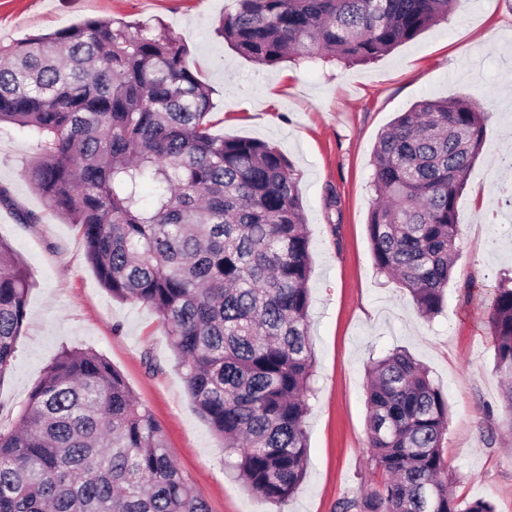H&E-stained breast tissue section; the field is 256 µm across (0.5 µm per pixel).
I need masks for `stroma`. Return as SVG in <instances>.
<instances>
[{"label":"stroma","mask_w":512,"mask_h":512,"mask_svg":"<svg viewBox=\"0 0 512 512\" xmlns=\"http://www.w3.org/2000/svg\"><path fill=\"white\" fill-rule=\"evenodd\" d=\"M224 0H0V44L86 19L160 25L181 37L210 88L211 132L253 138L292 164L312 244L309 334L313 391L305 418L307 474L286 501L267 504L224 469V446L190 397L166 330L142 303L98 282L76 225L55 215L26 177L35 140L0 126V239L35 285L13 364L0 379V427L9 428L63 350L102 354L151 408L178 467L210 512H336L372 479L366 433L370 359L407 349L448 400L444 442L465 500L512 512V435L493 369L489 307L512 277V0H463L448 20L377 60L347 66L257 64L216 33ZM471 97L487 113L482 148L456 219L460 255L441 313L421 318L408 291L375 267L368 217L374 147L398 113L426 98ZM38 216L25 224L20 213Z\"/></svg>","instance_id":"35a3bbf8"}]
</instances>
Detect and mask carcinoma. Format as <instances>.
<instances>
[{
	"label": "carcinoma",
	"instance_id": "cac0c4a2",
	"mask_svg": "<svg viewBox=\"0 0 512 512\" xmlns=\"http://www.w3.org/2000/svg\"><path fill=\"white\" fill-rule=\"evenodd\" d=\"M461 2L227 0L217 33L262 65L367 62ZM187 54L170 30L114 18L0 45V124L37 140L27 177L79 227L99 283L159 314L229 473L280 503L306 474L311 240L292 165L265 142L210 133L209 88ZM485 119L467 97L425 99L374 151L373 262L429 319L450 281L456 200ZM33 286L0 240V377ZM489 316L511 431L512 287L497 289ZM367 378L373 483L339 499L336 512H495L449 491L448 401L427 369L395 350L372 361ZM0 512L209 508L122 374L73 349L48 368L17 423L0 429Z\"/></svg>",
	"mask_w": 512,
	"mask_h": 512
}]
</instances>
